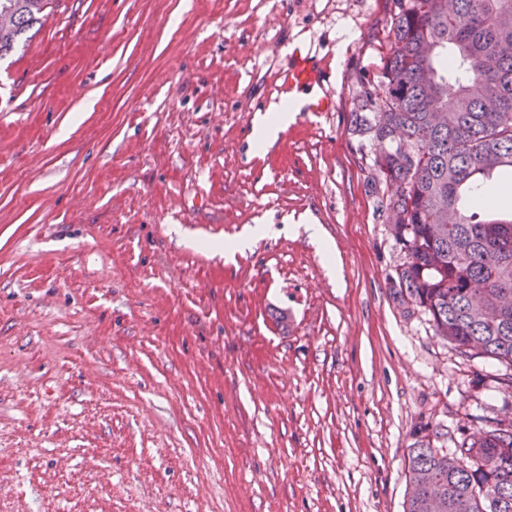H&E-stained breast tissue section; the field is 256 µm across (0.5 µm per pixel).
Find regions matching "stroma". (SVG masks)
Returning a JSON list of instances; mask_svg holds the SVG:
<instances>
[{"mask_svg":"<svg viewBox=\"0 0 512 512\" xmlns=\"http://www.w3.org/2000/svg\"><path fill=\"white\" fill-rule=\"evenodd\" d=\"M393 10L50 0L0 61V512H403L415 442L512 417L506 366L389 292L351 121ZM299 50L336 109L253 152ZM269 231L270 228L267 225H255L250 227L245 234L235 238L231 242H210L207 244V247L213 249L215 254H224L225 260L233 259L237 252H243L248 249L256 237L264 235Z\"/></svg>","mask_w":512,"mask_h":512,"instance_id":"1","label":"stroma"}]
</instances>
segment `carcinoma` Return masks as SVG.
Masks as SVG:
<instances>
[{
    "label": "carcinoma",
    "instance_id": "obj_1",
    "mask_svg": "<svg viewBox=\"0 0 512 512\" xmlns=\"http://www.w3.org/2000/svg\"><path fill=\"white\" fill-rule=\"evenodd\" d=\"M393 0L390 47L378 71L384 95L360 84L353 133L379 146L372 169L394 192L378 201L395 248L389 288L407 308L430 316L436 335L470 357L512 366V217L481 185L512 177V55L484 65L501 37L512 41V0ZM48 0H0V59L41 25ZM438 87L421 83L422 44ZM451 116L435 127L430 112ZM413 493L404 512H512V420L464 439L451 454L418 441L408 460Z\"/></svg>",
    "mask_w": 512,
    "mask_h": 512
}]
</instances>
